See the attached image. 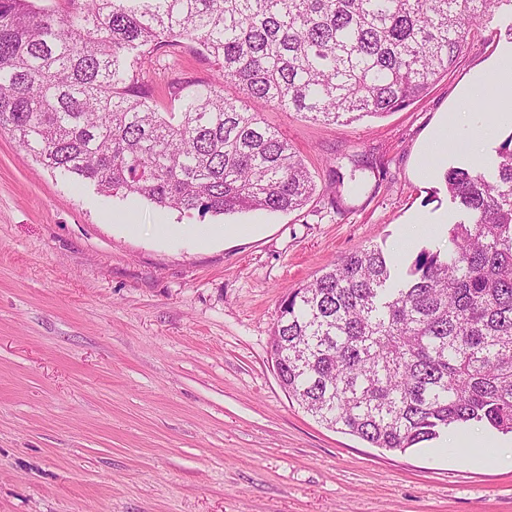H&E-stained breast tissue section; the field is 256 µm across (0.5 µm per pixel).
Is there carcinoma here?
<instances>
[{
  "label": "carcinoma",
  "instance_id": "obj_1",
  "mask_svg": "<svg viewBox=\"0 0 512 512\" xmlns=\"http://www.w3.org/2000/svg\"><path fill=\"white\" fill-rule=\"evenodd\" d=\"M512 0H0V131L46 168L181 213L304 205L313 175L256 109L323 123L383 117L452 70ZM198 42L208 81L142 59ZM231 84L238 95L224 94ZM466 219L398 273L361 247L294 290L271 336L278 379L306 413L404 452L477 423L512 433V137L493 172L452 166Z\"/></svg>",
  "mask_w": 512,
  "mask_h": 512
}]
</instances>
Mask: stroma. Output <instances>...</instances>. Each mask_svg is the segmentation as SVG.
I'll return each mask as SVG.
<instances>
[{
  "label": "stroma",
  "mask_w": 512,
  "mask_h": 512,
  "mask_svg": "<svg viewBox=\"0 0 512 512\" xmlns=\"http://www.w3.org/2000/svg\"><path fill=\"white\" fill-rule=\"evenodd\" d=\"M511 24L506 7L484 18L454 69L385 117L265 111L318 185L290 212L201 217L119 200L0 133V512H512V434L478 465L443 437L376 448L306 414L270 360L281 300L330 264L377 245L404 272L444 248L443 169L487 163L512 136L489 97L466 95L512 58ZM171 65L213 73L188 40L177 62L145 59L161 112ZM464 107L494 129L476 151L453 121ZM441 130L460 145L436 157ZM419 222L430 230L398 250ZM201 223L216 235L196 237ZM236 224L251 233L231 234Z\"/></svg>",
  "instance_id": "1"
}]
</instances>
